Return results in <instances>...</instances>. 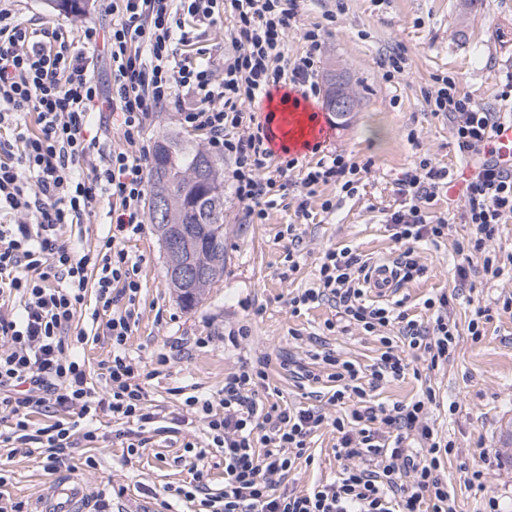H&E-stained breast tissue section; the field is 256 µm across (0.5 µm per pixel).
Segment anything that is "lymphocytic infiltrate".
<instances>
[{
    "label": "lymphocytic infiltrate",
    "instance_id": "f902f5d3",
    "mask_svg": "<svg viewBox=\"0 0 512 512\" xmlns=\"http://www.w3.org/2000/svg\"><path fill=\"white\" fill-rule=\"evenodd\" d=\"M112 7L119 15L112 27L71 32L31 27L0 8V130L11 132L0 137V423L9 425L0 441L37 449L50 471L66 449L96 440L94 423L102 413L127 424L126 438L140 448L147 430L166 420L148 405L140 368L126 348L140 284L139 260L125 242L146 222L149 152L142 140L152 114L175 108L184 128L205 132L210 151L230 161L234 198L254 224L277 206L284 178L299 161L273 160L252 106L282 83L301 88L307 99L320 93L324 28L306 30L305 55H288L287 33L300 0H113ZM226 21L232 52L216 69L204 53L189 48L194 27ZM101 57L112 63L106 90L95 77ZM425 99L430 112L447 119L459 149L480 156L465 192V221L474 232L455 245L461 257L455 276L466 280L478 256L485 275L500 277L506 264L487 245L512 215V169L480 155L493 143L499 116L459 93L448 78ZM103 111L118 114L124 148L109 149L93 136L94 117ZM30 114L32 129L25 121ZM370 172V163L341 154L321 157L301 179L298 215L309 217L318 187L333 184L350 194ZM449 177L447 168L424 159L397 181L402 201L385 222L400 245V281L424 273L420 245L438 248L448 239L447 219L429 221L427 207ZM103 198L109 201V230L95 248L79 251L61 242L62 227L80 223ZM367 269L350 248L327 250L316 286L289 301L295 314L333 301L336 317L327 329L356 326L380 337L383 349L369 380L335 353L322 358L336 384L329 402L344 407V414L330 420L313 408L259 400L270 359L258 357L225 376L223 414L214 413L210 400L191 395L185 414L168 419L185 425L203 418L214 447L224 452V490L207 494L205 473L195 471L189 484L167 488L163 512L176 500L199 502L203 512H456L441 471L454 444L428 418L435 391L389 405L369 396L404 377L406 351L423 352L434 369L455 353L459 333L448 316L454 296L443 291L426 298L431 320L411 319L398 303L367 302ZM91 291L105 309L114 297L127 300L102 325L112 340V360L97 383L75 352L87 333L72 329ZM387 327L396 328V337L384 335ZM42 412L54 419L35 426L31 416ZM326 427L345 462L340 477L299 493H276V479L290 473Z\"/></svg>",
    "mask_w": 512,
    "mask_h": 512
}]
</instances>
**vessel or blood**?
I'll use <instances>...</instances> for the list:
<instances>
[{
    "instance_id": "1",
    "label": "vessel or blood",
    "mask_w": 512,
    "mask_h": 512,
    "mask_svg": "<svg viewBox=\"0 0 512 512\" xmlns=\"http://www.w3.org/2000/svg\"><path fill=\"white\" fill-rule=\"evenodd\" d=\"M269 114L273 133L270 147L277 155L287 150L300 151L304 142H319L332 133L328 122L315 120L307 102L295 97L273 101ZM395 285L391 264L381 263L370 269L366 286L374 296H386ZM43 508L44 512H84L82 490L68 480L57 483L45 498Z\"/></svg>"
}]
</instances>
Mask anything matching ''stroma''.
Here are the masks:
<instances>
[{
	"instance_id": "obj_1",
	"label": "stroma",
	"mask_w": 512,
	"mask_h": 512,
	"mask_svg": "<svg viewBox=\"0 0 512 512\" xmlns=\"http://www.w3.org/2000/svg\"><path fill=\"white\" fill-rule=\"evenodd\" d=\"M109 0H89L79 14L54 9L48 0H0V8L16 11L28 23L79 29L111 23ZM326 29L319 83L327 85L332 73H343L360 98L355 112L335 120V135L326 152L344 154L357 162L372 161V171L361 179L354 194L335 186L320 187L310 200L311 217L295 215L296 188L287 190L283 203L270 210L261 224L245 219L232 193L224 195V277L210 288L202 302L185 308L168 288L166 256L152 224L127 241L129 252L141 260L138 315L127 341L131 356L149 371L143 379L149 404L172 416L181 413L184 400L195 394L218 401L224 377L242 361L269 356V382L279 404L291 407L326 405L334 382L311 384L297 378L298 367H313L315 354L332 350L340 358L367 366L381 347L377 336L351 329L327 330L335 311L329 303L292 314L288 301L312 287L326 249L350 247L362 256L395 259L399 253L384 223L385 214L400 203L395 182L421 160L457 172L474 167V156L461 153L445 117L429 111L424 93L436 79L452 77L462 92L480 106L500 111L499 94L512 79V0H481L477 10L461 0H306L288 30V54L306 49L303 34L312 26ZM401 53L407 63L404 76L385 80L381 60L386 53ZM333 210H323L324 200ZM465 193L461 181L442 189L429 206L433 217H447L448 246L423 251L426 271L400 284L396 297L411 318L428 319L423 301L439 289L453 288L457 262L452 245L470 238L465 224ZM299 237L297 267H290L288 249ZM474 288L462 291L450 312L460 334L448 363L428 370L424 356L411 355V371L404 379L377 389L375 399L409 401L424 387L439 396L431 416L436 428L455 444L445 462L448 488L459 512H487L496 500L499 512H512V277L493 279L475 272ZM489 308L491 319L480 341H472L467 325L476 306ZM247 327L248 337L229 340L228 334ZM209 337L197 347V337ZM169 357L164 365L152 363L153 354ZM97 442L71 449L58 470L43 468L38 453L0 446V496L28 504L39 512L50 487L75 476L81 484L87 512H158L159 496L167 487L186 484L196 467H203L212 492L224 488V453L212 447L203 420L153 433L146 447L126 451L128 441L118 435V422L104 414ZM204 449L203 458L187 452V444ZM336 435L324 429L313 436L311 463H299L277 491L310 489L339 476L342 462L334 452ZM94 456L95 467L83 464ZM482 471L480 482L470 483L472 471ZM121 497H113L115 488ZM111 495L102 506L101 494Z\"/></svg>"
}]
</instances>
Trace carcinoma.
I'll use <instances>...</instances> for the list:
<instances>
[{
  "label": "carcinoma",
  "mask_w": 512,
  "mask_h": 512,
  "mask_svg": "<svg viewBox=\"0 0 512 512\" xmlns=\"http://www.w3.org/2000/svg\"><path fill=\"white\" fill-rule=\"evenodd\" d=\"M149 199L166 197L167 222L154 224L158 239L178 228L191 250L166 253L167 267L192 263L202 275L186 291L175 279L167 280L187 308L199 303L209 288L224 276V169L203 147L177 134L155 143L151 161Z\"/></svg>",
  "instance_id": "cac0c4a2"
}]
</instances>
